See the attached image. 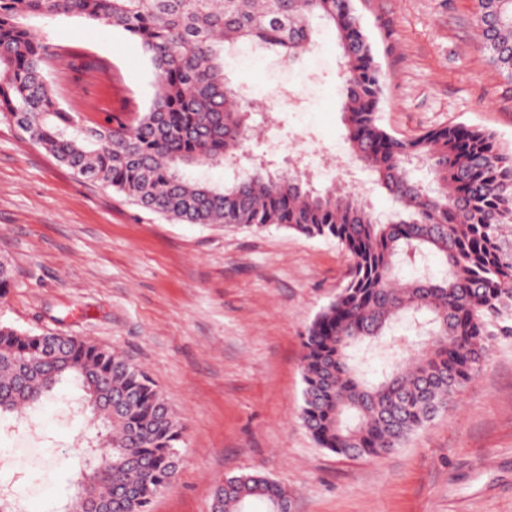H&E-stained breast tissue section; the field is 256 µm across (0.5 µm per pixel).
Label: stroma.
<instances>
[{"label": "stroma", "mask_w": 512, "mask_h": 512, "mask_svg": "<svg viewBox=\"0 0 512 512\" xmlns=\"http://www.w3.org/2000/svg\"><path fill=\"white\" fill-rule=\"evenodd\" d=\"M386 73L379 120L400 137L449 124L493 133L512 151V83L479 49L473 0H353ZM56 46L105 60L112 109L144 110L155 74L115 28L60 15L33 22ZM301 63L252 52L225 75L258 107L239 162L306 170L319 188L391 202L351 158L342 122L345 71L334 33L314 20ZM0 258L13 269L0 322L87 339L144 370L184 432L177 479L151 512H211L225 477L260 472L290 512H512V337L448 408L380 457L320 448L299 420L301 338L346 284L335 242L274 226L180 224L78 178L0 120ZM63 384L23 420L0 422V489L26 512H69L99 427Z\"/></svg>", "instance_id": "obj_1"}]
</instances>
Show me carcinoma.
Returning <instances> with one entry per match:
<instances>
[{
    "instance_id": "carcinoma-1",
    "label": "carcinoma",
    "mask_w": 512,
    "mask_h": 512,
    "mask_svg": "<svg viewBox=\"0 0 512 512\" xmlns=\"http://www.w3.org/2000/svg\"><path fill=\"white\" fill-rule=\"evenodd\" d=\"M480 48L512 81V0H474ZM72 15L112 26L137 43L156 75L149 106L117 123L63 109L44 76L48 61L87 70L98 60L50 50L31 20ZM330 26L346 67L343 120L354 161L394 201L381 216L356 192L316 189L295 169H254L230 184L183 169L222 166L253 132L252 101L224 79L227 44L249 41L294 64L313 42L311 20ZM353 0H0V118L11 121L77 176L182 224L282 227L336 242L352 260L347 284L303 336L300 420L317 444L346 456H382L448 407L475 378L500 336L512 335V153L496 137L448 125L397 138L379 123L384 86ZM425 162L426 191L407 165ZM437 255L439 280L398 281L402 264ZM422 324L413 355L397 348L377 382L359 378L352 350L399 320ZM100 422L101 466L72 512H149L178 473L183 427L149 377L121 354L74 336L0 324V420L51 397L66 378ZM288 493L255 472L224 478L211 512H248Z\"/></svg>"
}]
</instances>
